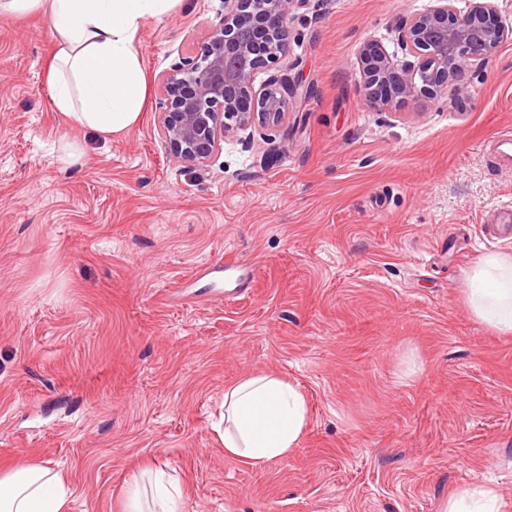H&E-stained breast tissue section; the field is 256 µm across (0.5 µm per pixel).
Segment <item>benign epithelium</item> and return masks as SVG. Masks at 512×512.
I'll list each match as a JSON object with an SVG mask.
<instances>
[{"instance_id": "benign-epithelium-1", "label": "benign epithelium", "mask_w": 512, "mask_h": 512, "mask_svg": "<svg viewBox=\"0 0 512 512\" xmlns=\"http://www.w3.org/2000/svg\"><path fill=\"white\" fill-rule=\"evenodd\" d=\"M433 0L393 29L405 56L378 41L357 52L365 103L395 112L415 97L435 99L469 72L486 67L512 41V28L498 22L497 0ZM302 0H224V19L196 59L172 69L159 92L157 124L170 156L208 165L232 133L246 148L258 127L279 126L307 89L287 74H273L260 89L256 75L288 53L289 26Z\"/></svg>"}]
</instances>
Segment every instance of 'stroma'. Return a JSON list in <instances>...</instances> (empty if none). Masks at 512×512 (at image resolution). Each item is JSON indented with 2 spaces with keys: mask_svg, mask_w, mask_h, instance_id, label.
<instances>
[{
  "mask_svg": "<svg viewBox=\"0 0 512 512\" xmlns=\"http://www.w3.org/2000/svg\"><path fill=\"white\" fill-rule=\"evenodd\" d=\"M431 0H304L288 55L301 111L208 166L176 162L158 87L199 55L224 0L147 19L140 120L106 138L53 103L55 40L0 14V470L50 462L69 512H123L129 478L166 467L180 512H442L463 488L512 512V334L461 288L512 233L490 153L512 131V42L450 98L377 112L356 53ZM79 163L59 161L62 141ZM253 268L228 300L218 264ZM270 373L310 421L288 457L252 464L212 430L225 388Z\"/></svg>",
  "mask_w": 512,
  "mask_h": 512,
  "instance_id": "35a3bbf8",
  "label": "stroma"
}]
</instances>
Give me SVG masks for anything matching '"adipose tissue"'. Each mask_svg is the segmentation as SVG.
I'll return each instance as SVG.
<instances>
[{"mask_svg":"<svg viewBox=\"0 0 512 512\" xmlns=\"http://www.w3.org/2000/svg\"><path fill=\"white\" fill-rule=\"evenodd\" d=\"M182 0H0L1 13L39 12L55 38L51 79L56 109L73 123L109 137L134 125L148 86L136 50L150 18L175 12ZM472 314L512 333V254L479 256L464 282ZM309 410L300 390L271 375L246 378L224 391L219 434L227 453L261 464L288 457ZM73 491L51 463L0 471V512H69ZM182 490L164 470L149 486L130 483L126 512H178Z\"/></svg>","mask_w":512,"mask_h":512,"instance_id":"adipose-tissue-1","label":"adipose tissue"}]
</instances>
